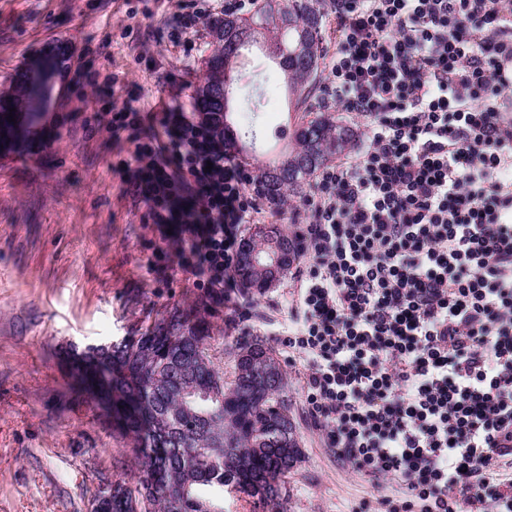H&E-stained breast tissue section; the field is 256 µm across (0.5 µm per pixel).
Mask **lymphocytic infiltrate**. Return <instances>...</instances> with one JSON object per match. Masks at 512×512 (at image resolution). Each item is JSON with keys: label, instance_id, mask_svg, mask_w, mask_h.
<instances>
[{"label": "lymphocytic infiltrate", "instance_id": "lymphocytic-infiltrate-1", "mask_svg": "<svg viewBox=\"0 0 512 512\" xmlns=\"http://www.w3.org/2000/svg\"><path fill=\"white\" fill-rule=\"evenodd\" d=\"M327 102L365 148L323 168L299 225L290 364L321 443L386 512H512V0H329ZM107 107L85 132L157 224L182 208L179 265L232 302L259 207L198 115Z\"/></svg>", "mask_w": 512, "mask_h": 512}]
</instances>
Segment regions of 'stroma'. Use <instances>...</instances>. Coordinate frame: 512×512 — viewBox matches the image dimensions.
Returning a JSON list of instances; mask_svg holds the SVG:
<instances>
[{"instance_id":"1","label":"stroma","mask_w":512,"mask_h":512,"mask_svg":"<svg viewBox=\"0 0 512 512\" xmlns=\"http://www.w3.org/2000/svg\"><path fill=\"white\" fill-rule=\"evenodd\" d=\"M224 3L0 0V94L46 39L65 37L103 87L96 107L189 111L212 38L171 39L185 16L208 8L220 16ZM133 150H112L68 120L49 140L0 152V512H90L99 487L132 468L124 441L71 390L58 354L135 335L163 305L196 292L170 235L116 169ZM290 286L283 278L225 308L213 327L218 362L231 370L229 345L250 335L284 365L303 452L287 478V512H353L364 501L383 512L381 497L398 496L399 485L374 488L341 465L304 414L302 382L280 337Z\"/></svg>"}]
</instances>
